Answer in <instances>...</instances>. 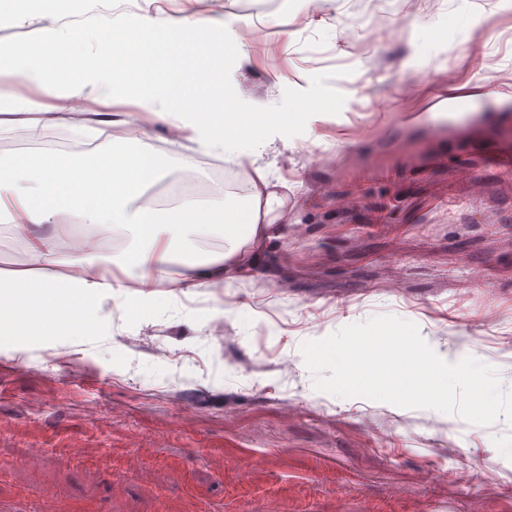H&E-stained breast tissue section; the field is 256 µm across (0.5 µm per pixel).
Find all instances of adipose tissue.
I'll return each instance as SVG.
<instances>
[{
    "label": "adipose tissue",
    "mask_w": 512,
    "mask_h": 512,
    "mask_svg": "<svg viewBox=\"0 0 512 512\" xmlns=\"http://www.w3.org/2000/svg\"><path fill=\"white\" fill-rule=\"evenodd\" d=\"M195 2L184 0L176 16L157 8L155 0H47L45 7L32 12L0 14V29L22 30L29 44H55L67 33L75 40L87 39L91 47L81 58L80 76L65 82L47 75L32 79L27 66L0 69V85L7 94L20 100L21 111L36 115L28 127L31 136L49 131L65 134L82 152L102 154L115 146L112 128L137 120L143 138H150L152 129L161 125L170 130L172 147L189 142L197 154H221L227 162L220 186L212 171L195 166L178 170V177H189L199 191L168 209L154 191L166 177L162 166L152 168L136 191L119 199L101 194L89 205L60 195L62 175L56 166H43L29 179L1 166L0 213L23 210L24 223L10 225L9 230L24 241L33 262L14 279L39 288L45 306L56 304V282L44 269L52 261L53 242L37 230L67 221L75 210L89 228L92 243L89 252L74 261L80 273L70 279L73 292L97 304L110 300L124 308L135 305L140 316L157 307V289L164 282L175 283L166 303L176 310L184 297L210 281L235 278L243 269L238 258L241 248L269 233V225L252 214L259 199L270 204L278 200L269 190V171L260 164L252 141L225 134L228 127L243 121V114L204 121L170 110L150 89L117 87L107 64L115 36L124 33L163 34L174 43L185 33L221 28L233 36L240 53H247L249 42L237 20L200 13ZM230 185L247 189V197L228 196ZM100 259L119 274L135 270L136 291L127 293L119 275L106 279L91 274ZM176 263L183 267L177 276L170 271Z\"/></svg>",
    "instance_id": "adipose-tissue-1"
}]
</instances>
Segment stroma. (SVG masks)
Returning <instances> with one entry per match:
<instances>
[{"label": "stroma", "instance_id": "35a3bbf8", "mask_svg": "<svg viewBox=\"0 0 512 512\" xmlns=\"http://www.w3.org/2000/svg\"><path fill=\"white\" fill-rule=\"evenodd\" d=\"M262 30L270 51L235 63L238 96L280 102L335 72L339 114L261 156L284 201L246 274L141 323L78 302L102 324L75 342L60 316L30 317V288L0 295V504L27 512H512V423L478 428L431 409L314 387L299 347L377 315L418 325L445 361L471 356L512 390V0H199ZM432 83L413 82L424 69ZM280 84H273V76ZM0 161L73 158L13 116ZM65 195L93 201L113 163ZM47 272L70 275L76 224L41 228ZM323 311L314 318L311 308ZM42 443L38 468L25 465ZM83 457L64 463V448ZM227 458L226 467L213 465ZM262 458L252 466L253 458ZM469 481L432 483V469Z\"/></svg>", "mask_w": 512, "mask_h": 512}]
</instances>
